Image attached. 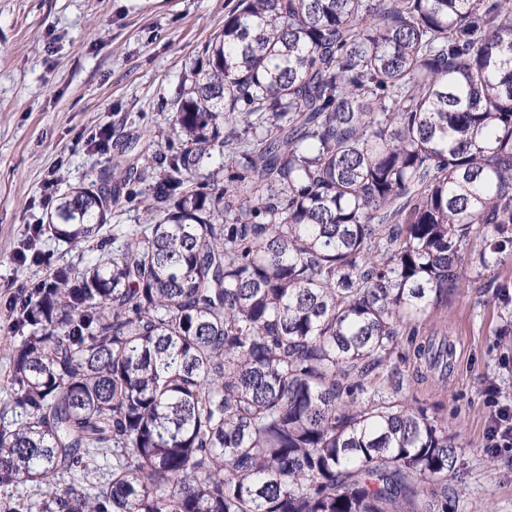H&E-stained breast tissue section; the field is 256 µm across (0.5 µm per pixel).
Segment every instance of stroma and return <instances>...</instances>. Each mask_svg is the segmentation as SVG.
<instances>
[{"label": "stroma", "mask_w": 512, "mask_h": 512, "mask_svg": "<svg viewBox=\"0 0 512 512\" xmlns=\"http://www.w3.org/2000/svg\"><path fill=\"white\" fill-rule=\"evenodd\" d=\"M236 0H0V409L10 399L12 348L5 305L18 289L77 262L78 252L49 235L37 238L39 261H21L30 225L45 223L44 193L121 180L120 198L101 236L121 246L145 223L151 178L115 169L117 146L176 142L168 117L206 62L204 48L224 28ZM111 139L96 146L92 132ZM512 279V259L482 267L466 252L463 285L419 339L453 346L447 374L412 377L409 398L446 407L459 465L448 476V512H512V449L485 446L488 388L512 404V304L494 284Z\"/></svg>", "instance_id": "35a3bbf8"}]
</instances>
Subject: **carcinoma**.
Here are the masks:
<instances>
[{"label": "carcinoma", "instance_id": "carcinoma-1", "mask_svg": "<svg viewBox=\"0 0 512 512\" xmlns=\"http://www.w3.org/2000/svg\"><path fill=\"white\" fill-rule=\"evenodd\" d=\"M205 55L180 147L146 158L156 223L10 307L0 487L41 488L35 512H448L457 448L443 405L394 398L399 344L467 246L512 258V0H237ZM119 194L74 187L38 233L86 243Z\"/></svg>", "mask_w": 512, "mask_h": 512}]
</instances>
